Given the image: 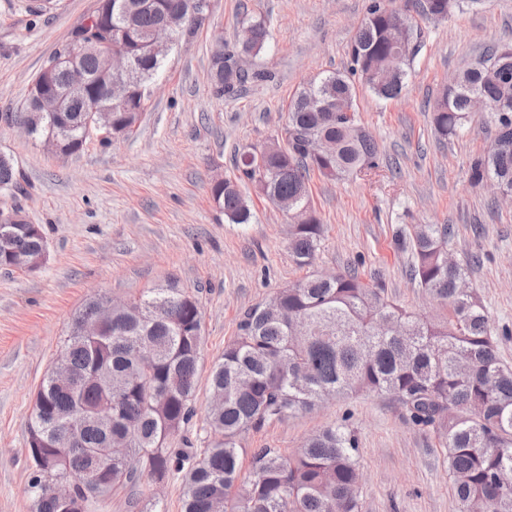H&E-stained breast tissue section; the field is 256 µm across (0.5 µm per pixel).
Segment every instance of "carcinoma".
Listing matches in <instances>:
<instances>
[{"label": "carcinoma", "mask_w": 512, "mask_h": 512, "mask_svg": "<svg viewBox=\"0 0 512 512\" xmlns=\"http://www.w3.org/2000/svg\"><path fill=\"white\" fill-rule=\"evenodd\" d=\"M112 5L113 49L135 65L129 78L99 77L90 49L78 55L93 104L112 105L118 131L135 125L146 108L147 87L166 56L154 49V28L190 0H108ZM461 0H423V13L448 16ZM394 20L381 0H373L351 48L352 65L303 88L291 102L287 147L272 144L261 158L236 160L238 176L211 187L216 205L232 224L252 219L239 183L249 181L288 212L289 249L299 267L312 265L323 226L314 211L308 175L330 179L378 167V144L358 119L339 117L354 108L356 82L380 99H394L406 87V67L416 46L402 49L401 70L379 78L385 59L397 50ZM249 35L213 56L211 86L216 98L235 96L251 73L236 59L260 52L268 39L265 22L252 21ZM433 106L439 138L454 136L476 96L498 103L512 95V47L495 48L456 74ZM31 133H45L61 154L80 151L84 127L70 112H39L28 102ZM496 138L473 159L470 181L512 187V111L495 119ZM335 142L330 154L313 157L312 139ZM17 186L14 161L0 154V193ZM8 226L20 254L0 248V268L18 257L34 266L47 240L40 224ZM448 224H417L402 245L410 250V279L444 308L443 317L423 319L389 301L358 275L338 273L324 280L309 275L280 289L270 306L245 311L236 338L224 347L209 374L210 396L223 404L207 411L203 447L173 448L169 439L196 414L195 398L202 356V311L198 297L175 283L151 288L115 311L93 337L80 332L93 318L90 299L70 318L57 359L73 375L63 384L47 370L34 395L28 423L27 457L31 512H65L43 489L48 477L66 470L89 476L85 512H110L112 499L126 498L128 512H157L150 491L173 477L184 485L183 512H362L356 482L359 463L355 437L343 427H326L293 455L277 448L250 452L249 476H240L241 435L285 417L310 412L325 401L352 392L395 396L417 425L430 426L444 450L459 512H512V368L500 359L498 341L474 289L460 292L468 269L448 263ZM112 402V423L100 407ZM84 414L82 429L69 448L59 436L69 414ZM112 446V467L92 449Z\"/></svg>", "instance_id": "cac0c4a2"}]
</instances>
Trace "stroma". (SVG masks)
Instances as JSON below:
<instances>
[{
  "mask_svg": "<svg viewBox=\"0 0 512 512\" xmlns=\"http://www.w3.org/2000/svg\"><path fill=\"white\" fill-rule=\"evenodd\" d=\"M95 4L51 0L35 13L29 0H0V153L13 157L18 172L15 191L0 194V209L21 207L48 241L38 270L0 268V512H31L32 399L71 315L98 295L129 300L172 281L198 296L204 344L193 435L205 425V378L236 336L243 312L307 271L349 270L409 312L441 314V305L411 281L410 255L398 238L415 224H448L450 257L462 264L480 258L469 281L499 336L501 359L512 366V204L468 179L472 160L494 140L493 116L470 113L445 140L432 124L433 103L449 76L493 45H512V0H463L438 22L413 14L419 50L407 68L406 91L382 100L357 86V118L378 143V166L336 180L311 173V204L324 233L308 270L293 261L287 216L251 184L242 186L253 212L247 224L228 222L210 188L217 178H235L244 149L279 140L289 103L303 86L350 68L370 0H213L205 24L173 45L148 87L139 123L61 155L45 137L23 133L14 118L25 112L43 65ZM256 19L265 20L269 37L245 66L266 72V80L215 99L216 44H236ZM334 424L356 439L363 512H458L432 428L413 424L390 395L328 401L246 431L241 445L288 455Z\"/></svg>",
  "mask_w": 512,
  "mask_h": 512,
  "instance_id": "stroma-1",
  "label": "stroma"
}]
</instances>
